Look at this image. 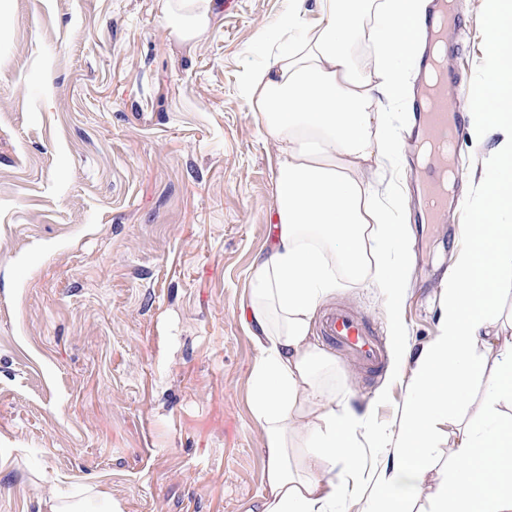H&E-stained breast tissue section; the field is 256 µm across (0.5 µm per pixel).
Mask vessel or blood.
I'll use <instances>...</instances> for the list:
<instances>
[{
	"label": "vessel or blood",
	"instance_id": "1",
	"mask_svg": "<svg viewBox=\"0 0 512 512\" xmlns=\"http://www.w3.org/2000/svg\"><path fill=\"white\" fill-rule=\"evenodd\" d=\"M448 0H434L433 10L425 22L429 41L444 40L448 25ZM422 69L434 72V80L421 88L416 104L415 123L404 143L405 151L420 152L430 148L433 174L416 186L421 212L427 223L443 224L448 220V154L455 136L463 127V107L448 97V74L432 53H425ZM319 331L326 343L340 353L354 358L367 373L378 372L387 355L376 328L361 313L339 304L327 311Z\"/></svg>",
	"mask_w": 512,
	"mask_h": 512
}]
</instances>
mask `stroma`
Masks as SVG:
<instances>
[{"label":"stroma","instance_id":"stroma-1","mask_svg":"<svg viewBox=\"0 0 512 512\" xmlns=\"http://www.w3.org/2000/svg\"><path fill=\"white\" fill-rule=\"evenodd\" d=\"M449 57L472 86L487 67L488 15L454 0ZM288 0H222L207 38L181 43L160 0H5L0 5V512H48L58 490L107 491L122 512H246L264 492L265 437L251 406L259 351L239 317L269 241L273 147L237 91L268 61L263 37ZM489 145L456 144L459 208L419 223L402 318L389 335L380 288L327 296L376 325L374 377L336 352L326 389L356 416L354 494L364 512L391 450L417 360L440 331L443 288L467 245L469 181ZM437 425L445 463L455 419Z\"/></svg>","mask_w":512,"mask_h":512}]
</instances>
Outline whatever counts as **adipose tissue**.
Wrapping results in <instances>:
<instances>
[{"label": "adipose tissue", "instance_id": "1", "mask_svg": "<svg viewBox=\"0 0 512 512\" xmlns=\"http://www.w3.org/2000/svg\"><path fill=\"white\" fill-rule=\"evenodd\" d=\"M430 0H288L282 22L293 40L259 68H246L239 92L275 153L269 246L255 261L239 310L260 358L251 389L266 440V487L258 512H336L359 463L353 413L338 409L319 376L331 362L308 341L321 302L347 283L375 279L390 334L401 318L411 240L395 214L405 201L382 174L401 152L395 120L411 96L420 22ZM215 0H163L179 41L202 38ZM487 90L468 114L472 143L493 148L470 179L474 220L468 246L448 270L441 329L422 353L387 480L374 484L367 512H512V336L502 331L500 297L512 275V0L489 14ZM494 353L482 369L478 351ZM485 380L480 417L459 428L448 465L436 467L432 440L440 416ZM301 448L293 458V448ZM49 512H121L89 487L58 495Z\"/></svg>", "mask_w": 512, "mask_h": 512}]
</instances>
